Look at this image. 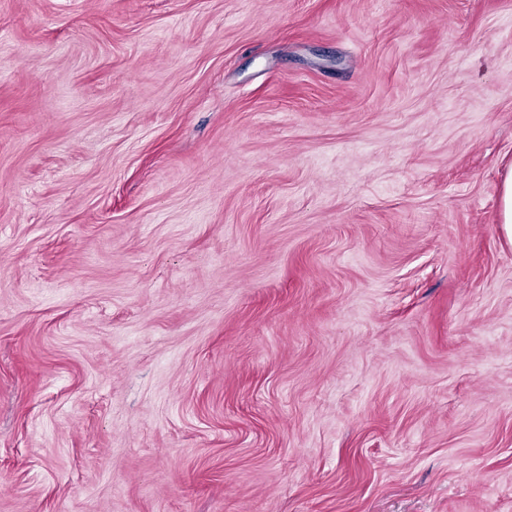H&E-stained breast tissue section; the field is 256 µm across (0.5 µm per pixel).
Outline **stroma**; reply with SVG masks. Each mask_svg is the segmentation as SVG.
<instances>
[{
  "mask_svg": "<svg viewBox=\"0 0 512 512\" xmlns=\"http://www.w3.org/2000/svg\"><path fill=\"white\" fill-rule=\"evenodd\" d=\"M512 0H0V512H512ZM501 224L509 240L512 241V165L503 179L500 194Z\"/></svg>",
  "mask_w": 512,
  "mask_h": 512,
  "instance_id": "1",
  "label": "stroma"
}]
</instances>
